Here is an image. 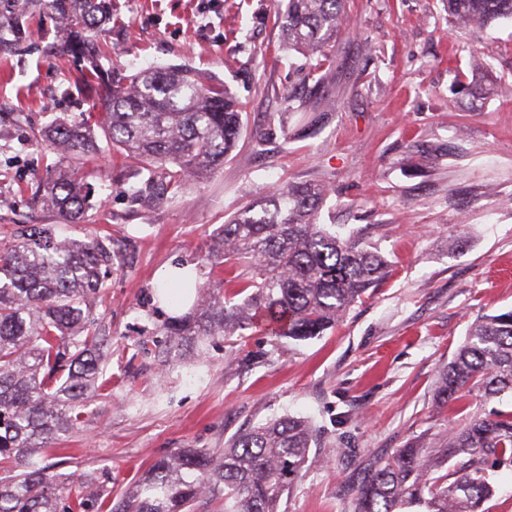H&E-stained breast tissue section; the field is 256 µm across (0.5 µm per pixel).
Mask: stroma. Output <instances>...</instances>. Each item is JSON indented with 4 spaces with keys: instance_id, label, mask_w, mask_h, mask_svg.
Returning a JSON list of instances; mask_svg holds the SVG:
<instances>
[{
    "instance_id": "stroma-1",
    "label": "stroma",
    "mask_w": 512,
    "mask_h": 512,
    "mask_svg": "<svg viewBox=\"0 0 512 512\" xmlns=\"http://www.w3.org/2000/svg\"><path fill=\"white\" fill-rule=\"evenodd\" d=\"M276 0H112L113 64L138 71L187 63L236 93L242 133L224 166L177 194L132 202L136 171L111 154L90 162L99 208L71 227L109 236L121 257L102 305L112 336V395L59 442L73 471L110 470L114 487L180 448L223 449L287 415L313 425L309 466L283 512H354L355 489L405 443L440 472L449 433L512 411V396L434 393L476 317L512 308V22L459 27L445 0H350V22L321 81L287 50ZM491 51L482 59V51ZM71 58H0V237L52 223L21 185L56 157L36 146L55 119L86 112ZM290 182L328 191L321 221L380 251L385 279L336 327L295 344L261 328L220 342L199 368L165 374L137 344L169 315L156 290L171 266L200 282L251 269L201 258L250 196Z\"/></svg>"
}]
</instances>
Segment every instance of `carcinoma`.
<instances>
[{
    "label": "carcinoma",
    "mask_w": 512,
    "mask_h": 512,
    "mask_svg": "<svg viewBox=\"0 0 512 512\" xmlns=\"http://www.w3.org/2000/svg\"><path fill=\"white\" fill-rule=\"evenodd\" d=\"M345 2L286 0L277 12L285 47L305 55L311 73L346 28ZM447 3L459 26L512 21V0ZM37 17L56 22L50 55L86 63L77 85L101 111L68 115L44 131L59 163L29 196L57 223L17 228L0 243V512H198L213 502L224 512H280L313 441L308 421L294 416L250 428L222 451L180 448L117 492L95 490L91 474L58 470L64 461L54 445L112 392L111 337L97 305L117 252L107 236H57V224H83L97 207L85 160L112 150L178 189L224 164L241 115L224 82L186 63L134 73L112 66V0H0L1 58L27 51ZM324 200L323 189L294 182L234 213L202 261L233 258L258 269L260 280L187 277L190 311L167 318L138 352L154 351L172 369L199 366L212 341L241 338L261 317L268 335L294 341L334 327L386 276L388 261L319 223ZM472 387L490 398L512 393V310L476 318L440 371L436 402L446 406ZM449 448L470 459L439 476L420 449H396L361 482L354 512H483L493 486L481 458L512 462V412L472 418L451 433Z\"/></svg>",
    "instance_id": "obj_1"
}]
</instances>
